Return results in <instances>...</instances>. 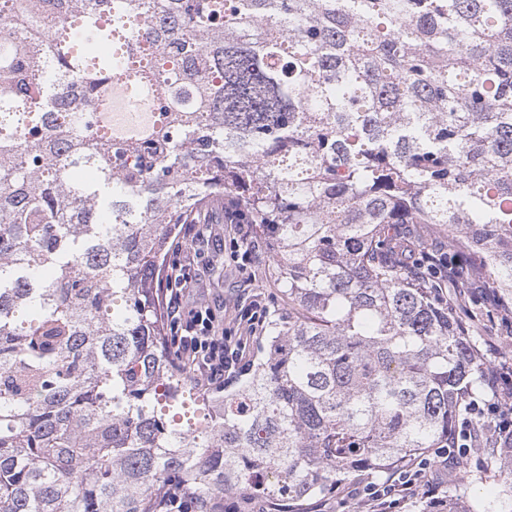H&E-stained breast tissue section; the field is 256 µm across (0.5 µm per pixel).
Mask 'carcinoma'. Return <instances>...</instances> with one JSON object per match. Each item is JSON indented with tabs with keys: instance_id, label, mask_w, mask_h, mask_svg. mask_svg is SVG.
I'll return each instance as SVG.
<instances>
[{
	"instance_id": "1",
	"label": "carcinoma",
	"mask_w": 512,
	"mask_h": 512,
	"mask_svg": "<svg viewBox=\"0 0 512 512\" xmlns=\"http://www.w3.org/2000/svg\"><path fill=\"white\" fill-rule=\"evenodd\" d=\"M221 200L288 308L216 395L161 285ZM434 260L512 289V0L0 4V512H302L446 444L486 367ZM160 512H208V503L205 501L191 504L187 497L173 488H163L160 491ZM200 505V507L196 505Z\"/></svg>"
}]
</instances>
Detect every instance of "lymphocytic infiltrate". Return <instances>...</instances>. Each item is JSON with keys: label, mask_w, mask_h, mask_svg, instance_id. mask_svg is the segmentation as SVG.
Here are the masks:
<instances>
[{"label": "lymphocytic infiltrate", "mask_w": 512, "mask_h": 512, "mask_svg": "<svg viewBox=\"0 0 512 512\" xmlns=\"http://www.w3.org/2000/svg\"><path fill=\"white\" fill-rule=\"evenodd\" d=\"M202 234L196 225L183 226L173 245L162 292L169 342L197 385L211 390L223 388L226 381L249 371L253 339L263 330L269 308L258 296L249 306L235 307L230 320L224 321L217 318L209 304L195 300L194 292L200 287L204 269L195 244ZM488 387L493 402H472L467 418L458 422L449 444L413 458L385 482L358 480L341 487L336 495L338 505H352L355 512H397L419 496L430 500L433 506H442L436 474L454 464L457 449L472 440L473 420L493 419L498 447L512 446V366L491 368Z\"/></svg>", "instance_id": "f902f5d3"}]
</instances>
